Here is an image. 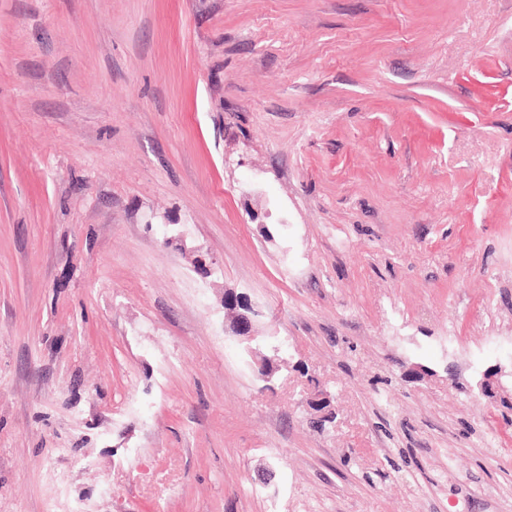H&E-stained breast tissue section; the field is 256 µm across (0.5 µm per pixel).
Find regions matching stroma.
<instances>
[{
	"label": "stroma",
	"mask_w": 512,
	"mask_h": 512,
	"mask_svg": "<svg viewBox=\"0 0 512 512\" xmlns=\"http://www.w3.org/2000/svg\"><path fill=\"white\" fill-rule=\"evenodd\" d=\"M498 370L512 0H0V512H512ZM224 310L231 315L228 328H225L229 336L246 342L259 337L256 334V326L258 321L264 317V312L247 295L231 290L225 291Z\"/></svg>",
	"instance_id": "stroma-1"
}]
</instances>
